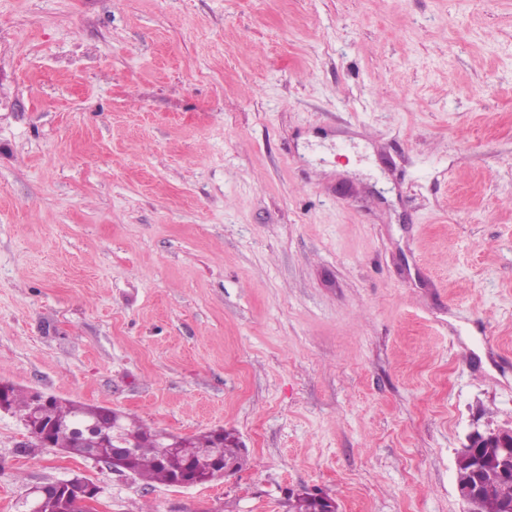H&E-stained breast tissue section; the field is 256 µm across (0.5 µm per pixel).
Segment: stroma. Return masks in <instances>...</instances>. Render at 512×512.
<instances>
[{"label":"stroma","instance_id":"stroma-1","mask_svg":"<svg viewBox=\"0 0 512 512\" xmlns=\"http://www.w3.org/2000/svg\"><path fill=\"white\" fill-rule=\"evenodd\" d=\"M247 464L152 486L0 412V512H466L512 427V0H0V382ZM483 448L482 453L490 456L495 455L499 448L500 455L479 459L475 449ZM457 468L478 463L481 470L487 471L484 464H492L497 468L510 469L512 463V429H499L487 433H473L468 444L461 449L456 458ZM481 485V492L487 503H483L478 493L477 486H470L461 489L458 486L459 497L467 505L468 512H495L488 503H494L496 507H509L512 505V474L490 477L486 474L469 470V467L457 470V484L478 482ZM85 481V480H84ZM86 484L77 483L58 497L49 496L44 504L42 512H94L98 503V494L94 492L92 498H86V486L93 483L85 481ZM86 498V499H85ZM85 499V501H84ZM84 501V508H83ZM83 510V511H82ZM314 500H315V510H310L311 503L309 502L308 494L305 495H297L295 497L294 503L292 504V509L294 512H339L338 505L336 501L333 504L331 503L327 497V494L322 491L312 492Z\"/></svg>","mask_w":512,"mask_h":512}]
</instances>
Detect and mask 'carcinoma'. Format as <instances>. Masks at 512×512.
<instances>
[{
  "instance_id": "cac0c4a2",
  "label": "carcinoma",
  "mask_w": 512,
  "mask_h": 512,
  "mask_svg": "<svg viewBox=\"0 0 512 512\" xmlns=\"http://www.w3.org/2000/svg\"><path fill=\"white\" fill-rule=\"evenodd\" d=\"M5 399L11 413L19 416L23 423L40 424L50 429L52 447L69 448L71 455L78 456L77 435H86L85 427L97 424L100 432L112 433V415L108 409L52 398L39 408H34L30 393L9 386ZM125 433L130 436L131 451L121 463V470L129 472L148 484H174L189 472L193 479L207 483L223 477L219 464L224 460H235L242 467L245 456L236 447L235 432L212 430L190 437L197 448L206 449V455L188 459L177 451L166 449L160 440V431L152 429L127 416L120 421ZM480 483L484 499L496 506L512 505V474L490 477L467 467L457 470V483ZM86 498V485L78 483L58 497L50 496L43 504V512H82Z\"/></svg>"
}]
</instances>
